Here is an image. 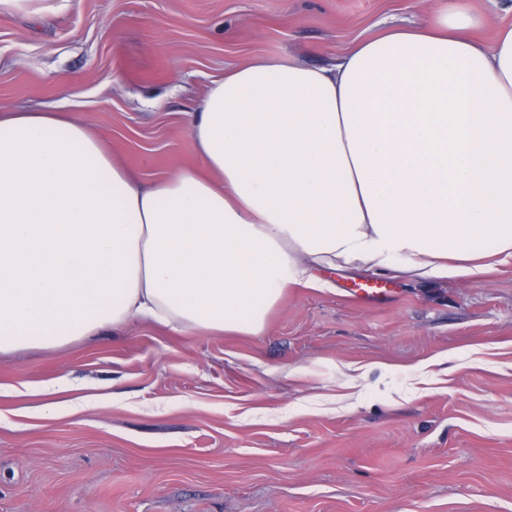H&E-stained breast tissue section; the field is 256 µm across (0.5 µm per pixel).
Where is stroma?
<instances>
[{"mask_svg":"<svg viewBox=\"0 0 512 512\" xmlns=\"http://www.w3.org/2000/svg\"><path fill=\"white\" fill-rule=\"evenodd\" d=\"M71 0L0 16V106L75 112L145 183L197 162L212 80L332 62L447 2ZM257 335L154 322L0 355V512H512V262L476 277L321 271Z\"/></svg>","mask_w":512,"mask_h":512,"instance_id":"1","label":"stroma"}]
</instances>
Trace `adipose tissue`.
<instances>
[{
    "instance_id": "1",
    "label": "adipose tissue",
    "mask_w": 512,
    "mask_h": 512,
    "mask_svg": "<svg viewBox=\"0 0 512 512\" xmlns=\"http://www.w3.org/2000/svg\"><path fill=\"white\" fill-rule=\"evenodd\" d=\"M450 9L330 66L257 57L145 185L69 112L0 107V353L155 321L260 334L318 270L437 280L512 258V25Z\"/></svg>"
}]
</instances>
